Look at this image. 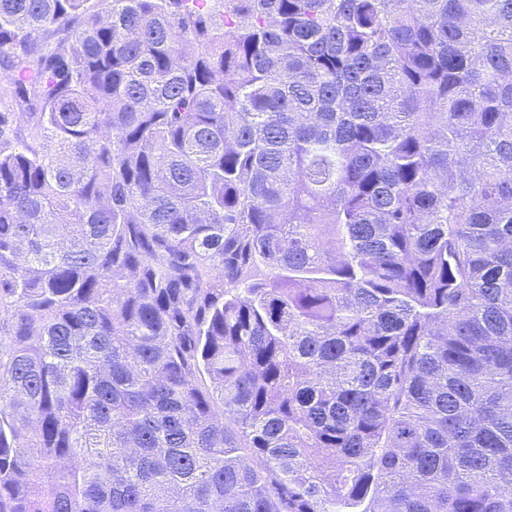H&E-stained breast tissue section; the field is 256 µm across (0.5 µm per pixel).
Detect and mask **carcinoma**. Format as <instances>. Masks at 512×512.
<instances>
[{
  "instance_id": "obj_1",
  "label": "carcinoma",
  "mask_w": 512,
  "mask_h": 512,
  "mask_svg": "<svg viewBox=\"0 0 512 512\" xmlns=\"http://www.w3.org/2000/svg\"><path fill=\"white\" fill-rule=\"evenodd\" d=\"M0 512H512V0H0Z\"/></svg>"
}]
</instances>
